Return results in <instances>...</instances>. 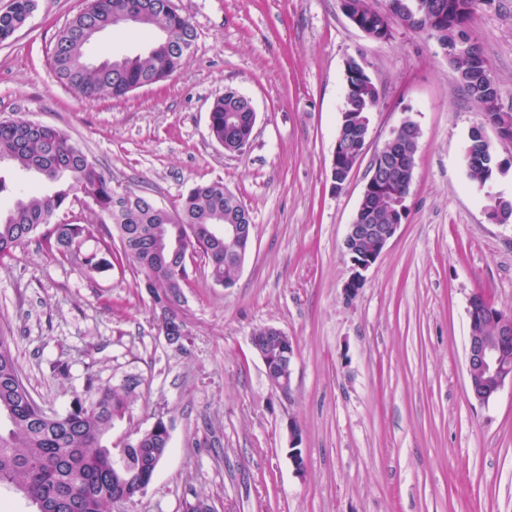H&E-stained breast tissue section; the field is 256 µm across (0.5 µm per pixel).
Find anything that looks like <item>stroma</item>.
Wrapping results in <instances>:
<instances>
[{
	"label": "stroma",
	"mask_w": 512,
	"mask_h": 512,
	"mask_svg": "<svg viewBox=\"0 0 512 512\" xmlns=\"http://www.w3.org/2000/svg\"><path fill=\"white\" fill-rule=\"evenodd\" d=\"M196 28L182 69L125 98L87 99L62 85L54 38L87 0H37L0 42V119L57 128L113 187L177 204L221 181L251 212V247L233 287L189 263L188 338L167 344L130 267L94 275L33 240L0 260V334L25 385L63 413L98 384L136 379L123 422L104 437L119 451L157 418L170 447L144 494L112 512H512V384L488 403L467 391V308L482 294L512 316V143L486 134L510 162L485 187L463 146L481 116L435 40L392 21L369 38L340 0H173ZM468 28L512 113V0H479ZM379 92L368 147L334 190L331 160L349 59ZM232 86L257 120L240 156L212 140L213 100ZM419 128L407 217L355 296L344 238L374 154L404 121ZM274 326L294 343L288 395L273 391L249 337ZM67 362L68 375L54 373ZM300 428L305 462L288 454Z\"/></svg>",
	"instance_id": "obj_1"
}]
</instances>
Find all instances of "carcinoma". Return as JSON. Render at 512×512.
I'll return each mask as SVG.
<instances>
[{
    "instance_id": "cac0c4a2",
    "label": "carcinoma",
    "mask_w": 512,
    "mask_h": 512,
    "mask_svg": "<svg viewBox=\"0 0 512 512\" xmlns=\"http://www.w3.org/2000/svg\"><path fill=\"white\" fill-rule=\"evenodd\" d=\"M171 0H89L57 35L52 65L59 81L81 96L122 98L130 92L156 84L177 70L193 52L196 31L189 19L170 6ZM477 0H387L386 11L361 4V24L367 33L389 16H400L406 6L424 15L440 30L445 43L466 32L467 21ZM148 5L144 20L136 25L139 34L150 38L148 49L135 56L106 57L88 62V52L97 32L125 25L126 12ZM35 9V0H12L0 13V41L11 37ZM464 59L453 64L458 82L476 105L500 95V89L485 64L479 44L469 39ZM351 101L346 105L344 159L362 149L363 143L350 137L354 128H367L369 114L379 101L375 84L366 80L362 64L347 62ZM247 100L237 89L226 87L209 112V134L216 142L244 154L251 137ZM418 136H404L392 158L416 156ZM469 177L485 179L486 166H495L490 141H472L464 154ZM7 161L21 171L34 170L54 184L50 192L7 183L0 176V196H16L12 206L0 207V259L7 257L35 233L43 231L49 246L63 249L85 271L93 275L112 267V259L131 265L141 275L138 287L150 294L159 329H167L185 303L183 288L189 274L175 242L184 241L202 254L211 279L222 285L235 282L238 256L253 238V224L247 205L224 183L215 181L192 186L177 205L160 210L146 194L120 191L96 162L60 130L43 125L33 128L26 120H0V162ZM393 182L390 192L373 201L392 207L396 197L409 194L412 178L396 163L389 164ZM79 194L94 205L96 224H58L54 218L73 207ZM232 218L247 227V239L224 243V237L210 227ZM98 234L100 251L70 252L75 240ZM132 399L127 383L101 386L94 376L86 378L85 396L63 414L46 416L24 384L9 338L0 335V486L25 489L36 512H112L115 500L148 485L159 465L157 455L169 447L163 433L149 428L135 432L125 445L121 462H116L104 436L115 422L124 419Z\"/></svg>"
}]
</instances>
